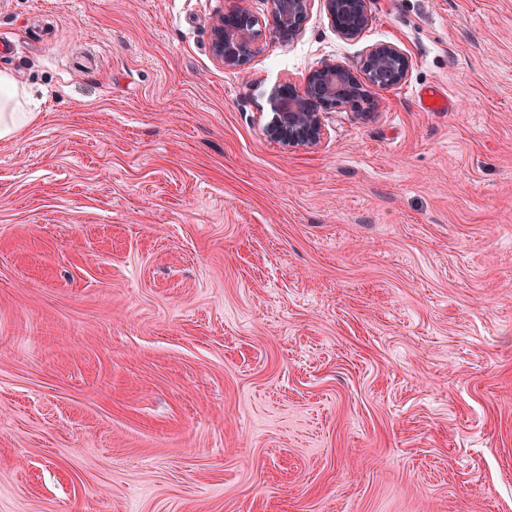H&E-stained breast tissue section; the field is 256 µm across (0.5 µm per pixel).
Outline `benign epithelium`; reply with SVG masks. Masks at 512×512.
Masks as SVG:
<instances>
[{"instance_id": "benign-epithelium-1", "label": "benign epithelium", "mask_w": 512, "mask_h": 512, "mask_svg": "<svg viewBox=\"0 0 512 512\" xmlns=\"http://www.w3.org/2000/svg\"><path fill=\"white\" fill-rule=\"evenodd\" d=\"M336 34L345 40L358 38L372 21L370 0H321ZM311 0H270L273 32L280 38L299 36ZM258 20L247 0H235L226 12L215 14L211 23V54L221 66L237 69L264 50ZM412 67V59L393 43H378L367 49L364 61L354 70L336 60H326L311 71L301 85L282 82L268 102L272 111L265 136L288 149L318 144L324 134V115L341 106H378L377 90L400 85Z\"/></svg>"}]
</instances>
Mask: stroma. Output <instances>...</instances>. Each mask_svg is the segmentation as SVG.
Segmentation results:
<instances>
[{
  "label": "stroma",
  "mask_w": 512,
  "mask_h": 512,
  "mask_svg": "<svg viewBox=\"0 0 512 512\" xmlns=\"http://www.w3.org/2000/svg\"><path fill=\"white\" fill-rule=\"evenodd\" d=\"M233 0H0V512H512V0H321L244 67ZM380 108L269 141L323 59ZM435 89L448 109L423 107ZM224 13L218 12L211 23V54L221 66L237 69L264 50L258 20L247 7V0H235ZM336 34L345 40L357 39L372 21L370 0H321ZM412 67V59L393 43H378L367 49L358 70L336 60H325L311 71L301 85L282 82L268 102L272 111L264 127L265 136L288 149L318 144L324 134V115L349 106L374 109L376 90L400 85ZM24 87L8 71H0V141L11 140L37 117Z\"/></svg>",
  "instance_id": "obj_1"
}]
</instances>
